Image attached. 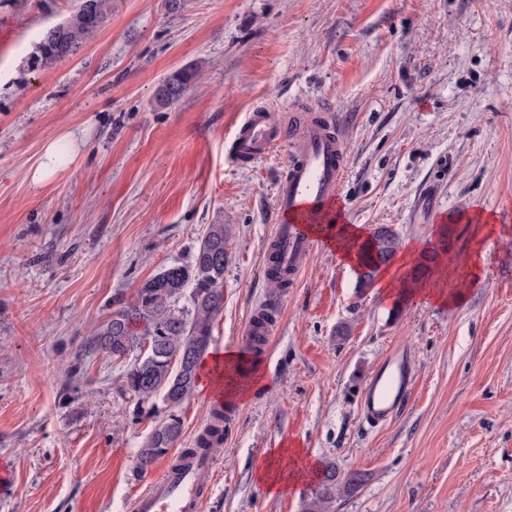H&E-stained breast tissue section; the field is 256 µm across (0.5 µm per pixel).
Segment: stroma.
I'll return each mask as SVG.
<instances>
[{
  "instance_id": "stroma-1",
  "label": "stroma",
  "mask_w": 512,
  "mask_h": 512,
  "mask_svg": "<svg viewBox=\"0 0 512 512\" xmlns=\"http://www.w3.org/2000/svg\"><path fill=\"white\" fill-rule=\"evenodd\" d=\"M73 7L0 0V512H130L154 420L125 388L132 356L85 347L211 224L226 230L212 350H242L267 300L281 320L261 391L231 407L205 512H302L315 482L271 494L254 476L283 443L362 474L331 512H512V0H112L74 55L41 64ZM197 62L183 99L158 106L159 81ZM319 100L347 150V223L396 228L402 275L450 225L431 275L466 281L462 302L385 296L327 248L272 287L288 153L238 165L231 141L253 109ZM64 135L71 161L34 184ZM479 212L492 229L469 223ZM396 343L418 382L371 428L359 397Z\"/></svg>"
}]
</instances>
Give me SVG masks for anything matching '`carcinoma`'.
I'll return each instance as SVG.
<instances>
[{"label":"carcinoma","mask_w":512,"mask_h":512,"mask_svg":"<svg viewBox=\"0 0 512 512\" xmlns=\"http://www.w3.org/2000/svg\"><path fill=\"white\" fill-rule=\"evenodd\" d=\"M111 12L110 0H92L89 11L76 6L66 20L46 31L36 45L37 60L49 64L75 54ZM200 70L196 64L163 78L155 91L156 104L167 107L180 102L196 83ZM400 248L399 233L392 226H387L383 238L371 232L362 248L361 281L370 284ZM184 296L189 307L180 308L178 302ZM116 303L119 308L92 339L89 350L103 358H122L145 340L146 353L124 374L126 389L136 397L137 410H144V405L157 397L166 408L137 452L136 469L145 475L182 434L179 408L198 386L200 363L212 342L213 321L224 308V225H208L191 262L163 267L142 283L131 302L124 305L118 299ZM141 321L146 325L142 339L133 331V324ZM361 482V474L343 476L335 464H325L303 512H328L337 495L355 490Z\"/></svg>","instance_id":"1"}]
</instances>
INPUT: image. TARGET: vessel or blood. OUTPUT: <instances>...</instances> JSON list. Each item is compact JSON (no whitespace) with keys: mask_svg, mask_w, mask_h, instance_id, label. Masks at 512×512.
Wrapping results in <instances>:
<instances>
[{"mask_svg":"<svg viewBox=\"0 0 512 512\" xmlns=\"http://www.w3.org/2000/svg\"><path fill=\"white\" fill-rule=\"evenodd\" d=\"M313 117L292 137L282 136L278 115L270 108L249 112L237 126L232 142L236 162L250 164L279 148L288 150V175L276 188V227L271 237L276 260L288 280H296L322 241L313 230L342 220L340 189L346 173V147L337 132L319 118L322 104H313ZM276 319L252 314L246 335L251 354L264 355ZM418 380L413 354L403 345L389 348L377 362L359 401L358 411L370 427L390 424L403 414ZM214 461L198 453L179 466H166L131 503L132 512H203Z\"/></svg>","mask_w":512,"mask_h":512,"instance_id":"obj_1","label":"vessel or blood"}]
</instances>
